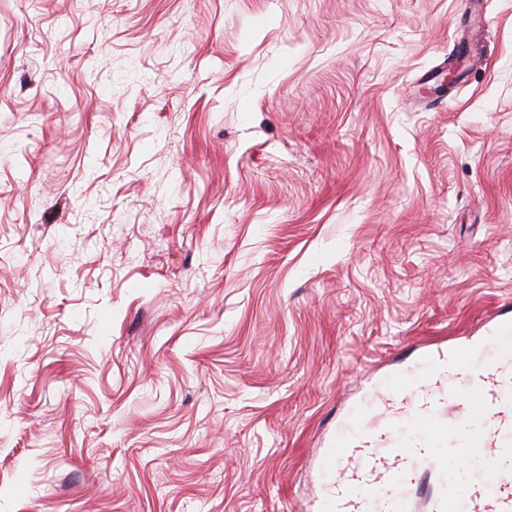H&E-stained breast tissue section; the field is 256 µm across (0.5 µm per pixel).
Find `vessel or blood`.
<instances>
[{
  "label": "vessel or blood",
  "instance_id": "1",
  "mask_svg": "<svg viewBox=\"0 0 512 512\" xmlns=\"http://www.w3.org/2000/svg\"><path fill=\"white\" fill-rule=\"evenodd\" d=\"M482 343L449 354L421 351L417 368L375 379L368 395L393 401L386 426L355 440L331 438L317 457L319 512H409L410 490L425 464L440 474L432 512H512V321ZM412 427L402 435L400 426ZM479 460L480 476L461 477L458 457Z\"/></svg>",
  "mask_w": 512,
  "mask_h": 512
}]
</instances>
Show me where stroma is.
I'll return each mask as SVG.
<instances>
[{
  "label": "stroma",
  "instance_id": "1",
  "mask_svg": "<svg viewBox=\"0 0 512 512\" xmlns=\"http://www.w3.org/2000/svg\"><path fill=\"white\" fill-rule=\"evenodd\" d=\"M499 320L512 0H0V512H316Z\"/></svg>",
  "mask_w": 512,
  "mask_h": 512
}]
</instances>
